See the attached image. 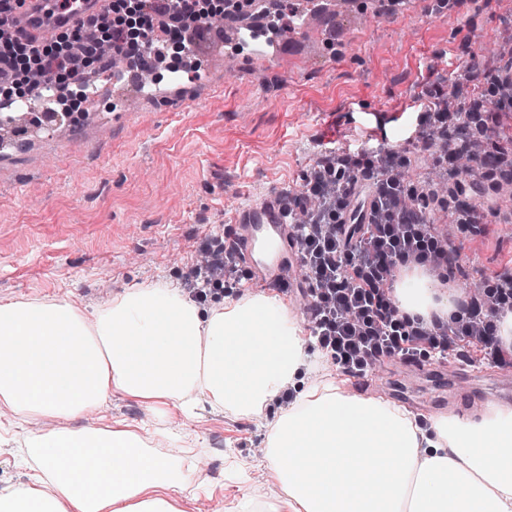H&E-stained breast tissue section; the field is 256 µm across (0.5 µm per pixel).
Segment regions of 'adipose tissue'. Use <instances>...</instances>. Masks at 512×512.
Wrapping results in <instances>:
<instances>
[{
	"instance_id": "obj_1",
	"label": "adipose tissue",
	"mask_w": 512,
	"mask_h": 512,
	"mask_svg": "<svg viewBox=\"0 0 512 512\" xmlns=\"http://www.w3.org/2000/svg\"><path fill=\"white\" fill-rule=\"evenodd\" d=\"M400 310L454 311L417 269L402 271ZM313 337L271 291L201 308L165 283L139 284L94 311L68 299L0 300V404L72 418L113 394L152 410L198 407L259 416L284 387L300 392L269 427L264 463L290 512H512V406L435 417L301 385ZM26 482L0 489V512H178L193 449L165 459L131 426L31 434Z\"/></svg>"
}]
</instances>
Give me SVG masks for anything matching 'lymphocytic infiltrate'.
<instances>
[{
    "mask_svg": "<svg viewBox=\"0 0 512 512\" xmlns=\"http://www.w3.org/2000/svg\"><path fill=\"white\" fill-rule=\"evenodd\" d=\"M126 0H110L102 18L66 29L40 46L22 37H0V97L12 87L47 78L63 88L84 84L89 67L105 54L140 57L160 17H167L172 43L186 47L192 34L209 29L216 17L205 0H137L134 27L119 15ZM465 111L448 112L430 95L420 117L422 140H443L457 153L471 151L464 133ZM407 156L374 146L364 152H339L327 159L304 192L288 201L289 213L307 210L296 225L311 302V333L333 363L348 376L369 371L387 359H414L428 352L447 356L452 343L512 366V350L501 347L499 322L512 311V276H481L469 308L443 317L410 316L392 298L395 271L411 264L447 281L456 260L446 238L434 231L448 201L430 194L426 183L401 181ZM249 279L235 250L212 254L208 268H191L185 285L195 298L214 301L239 292Z\"/></svg>",
    "mask_w": 512,
    "mask_h": 512,
    "instance_id": "obj_1",
    "label": "lymphocytic infiltrate"
}]
</instances>
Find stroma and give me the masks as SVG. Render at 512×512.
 <instances>
[{
  "instance_id": "1",
  "label": "stroma",
  "mask_w": 512,
  "mask_h": 512,
  "mask_svg": "<svg viewBox=\"0 0 512 512\" xmlns=\"http://www.w3.org/2000/svg\"><path fill=\"white\" fill-rule=\"evenodd\" d=\"M432 0H373L381 21L340 16L312 27L276 55L241 50L224 61L209 34L196 46L212 52L217 71L199 83L185 71L153 92L123 89L88 111L121 112L119 121L76 122L65 137L39 130L0 158V299L67 297L94 310L135 283L167 279L183 287L206 239L229 236L239 207L272 192L298 193L332 153L375 145L414 152L429 92L464 78V62L486 44L512 38V0H450L442 15ZM458 268L443 290L464 299L470 278L512 270V220L487 217L452 240ZM452 394L438 401L431 382L389 360L372 375L369 396L391 399L402 381L425 415L483 404L459 370ZM270 406L254 418L230 411L161 414L116 394L70 429L138 428L162 457L197 443L198 467L180 512H225L250 496L282 506L262 464Z\"/></svg>"
}]
</instances>
